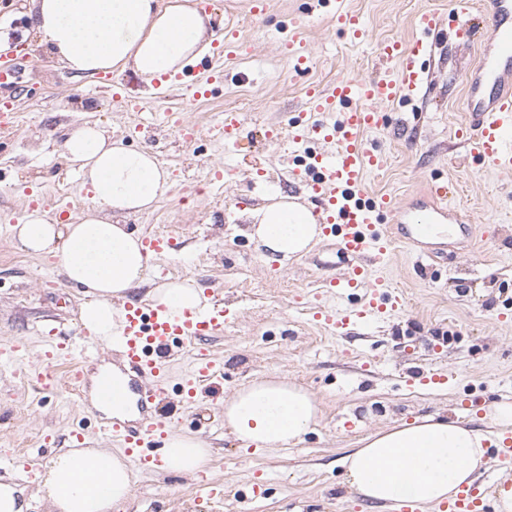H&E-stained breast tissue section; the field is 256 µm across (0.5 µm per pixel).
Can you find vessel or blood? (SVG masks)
I'll list each match as a JSON object with an SVG mask.
<instances>
[{
	"instance_id": "obj_1",
	"label": "vessel or blood",
	"mask_w": 512,
	"mask_h": 512,
	"mask_svg": "<svg viewBox=\"0 0 512 512\" xmlns=\"http://www.w3.org/2000/svg\"><path fill=\"white\" fill-rule=\"evenodd\" d=\"M321 2L329 6L337 31L353 40L363 37V22L347 0ZM473 8L474 0H452L448 16L420 13L414 22L416 35L412 41L391 40L379 45V58L389 64L383 75L337 79L331 88L312 92L307 107L296 112L290 121L291 145L303 155L294 174L315 205L314 214L324 237L335 241L348 261L345 272L331 280L329 286L340 298L364 292L369 312L377 317L395 309L400 302L397 292L375 277L373 270L389 256V228L401 223L405 211L392 196L366 189V170L384 168L387 156L367 147L363 137L386 127L388 105L412 100L422 92L428 81L423 58L432 49L435 36L447 21L452 22L455 36H462L469 29ZM307 23L308 18L303 15L289 17L284 24L298 71L312 65L301 39ZM488 42L493 54L482 56L467 78L464 143L468 157L487 170L508 176L512 174V0H491ZM241 127L240 113L228 112L213 135L233 145ZM448 190V185L430 184L431 211L412 224L411 238L429 236L432 227L450 215ZM142 244L147 252L161 257L176 247L177 239L171 231L152 233L144 236ZM124 309L125 321L117 345L135 375L141 407L167 397L166 388L159 384L166 371L161 353L171 345L194 350V369L179 388L181 401L193 402L202 386L218 377L220 369L212 353L202 349L200 343L223 334L227 316L221 304L175 314L162 305L131 300ZM64 349L59 342L40 352L38 381L51 385ZM171 429L170 422L150 416L136 425L115 418L104 433L135 466L143 467L157 463L154 449ZM493 454L499 463L496 485L512 483V437L504 438ZM396 508L397 512H491V496L484 482L476 481L461 486L455 497L432 507L402 499Z\"/></svg>"
}]
</instances>
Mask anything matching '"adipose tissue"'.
<instances>
[{
	"instance_id": "obj_1",
	"label": "adipose tissue",
	"mask_w": 512,
	"mask_h": 512,
	"mask_svg": "<svg viewBox=\"0 0 512 512\" xmlns=\"http://www.w3.org/2000/svg\"><path fill=\"white\" fill-rule=\"evenodd\" d=\"M210 20L198 0H32L29 12L41 44L76 75L129 70L146 81L182 72L206 54ZM63 156L88 192L77 221L64 223L37 208L12 231L23 249L53 255L64 279L83 287L80 323L108 347L122 331L120 300L145 282L151 261L123 219L153 209L171 188L169 174L149 151L129 148L90 124L69 132ZM250 217L253 238L284 261L308 252L321 235L309 209L282 195ZM150 298L178 311L207 306L190 279L163 282ZM318 416L316 398L283 378L253 379L224 403L229 432L269 449L300 442ZM487 419L484 431L436 415L370 434L343 458L347 482L378 503L449 499L474 482L487 447L512 433V402L490 405ZM209 457V443L175 431L165 441L159 471L194 477ZM132 489L127 457L99 448L62 451L38 476V491L54 512H113Z\"/></svg>"
}]
</instances>
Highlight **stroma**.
<instances>
[{
	"instance_id": "35a3bbf8",
	"label": "stroma",
	"mask_w": 512,
	"mask_h": 512,
	"mask_svg": "<svg viewBox=\"0 0 512 512\" xmlns=\"http://www.w3.org/2000/svg\"><path fill=\"white\" fill-rule=\"evenodd\" d=\"M315 0H271L251 13L248 0H202L214 16L216 34L233 25L248 50L225 65L222 83L196 98L185 86L156 99L153 84L120 74L121 97L99 89L98 77L77 76L52 59L28 31L31 0H0V30L11 33V50L33 49L0 95L17 103L9 137H0V348L26 340L32 352L52 337L82 343L78 319L81 288L58 275L52 257L21 250L10 226L22 221L35 194L44 209L60 215L81 207L82 179L62 157L66 130L95 123L133 148L151 150L170 173L167 197L127 224L140 233L176 230L183 246L160 258L171 278L194 279L204 293L222 300L230 324L204 340L224 374L204 386L191 407L176 394L188 367L179 346L169 351V396L152 415L199 434L213 448L208 478L224 487L222 501L199 498L195 481L177 474L136 473L121 512H394L353 491L341 459L369 432L392 422L440 413L477 427L488 404L512 399V175L481 168L463 156L457 132L464 120L465 74L488 37L489 0H474L480 23L471 38H450L428 59L429 82L420 98L387 108L385 129L366 143L389 153L382 171L365 174L370 192L400 202L418 201L431 181L451 180L447 203L479 237L457 233L406 244L395 233L392 259L377 274L399 291L402 304L381 319L361 317L362 295L343 299L358 313L347 330L315 318L330 305L326 283L346 262L334 242L320 240L306 255L282 263L269 259L239 223L240 212L287 194L296 165L286 133L291 115L305 107L309 87L332 86L341 76L374 77L387 65L377 55L389 39L411 41L413 21L425 10L447 15L450 0H348L365 27L354 42L333 28ZM309 14V72L295 73L284 19ZM243 120L239 146L226 148L211 136L219 114ZM183 114L197 133L185 141L167 116ZM145 123L130 138L128 127ZM224 168L223 182L211 172ZM122 366L117 350L96 358L73 357L56 368L53 387L15 381L13 365L0 363V469L42 472L68 447L69 433H84L88 448L103 447L107 414L94 401L93 377L102 362ZM79 368V380L68 372ZM448 375L447 384L421 385L428 372ZM258 376H278L307 388L320 402L319 423L297 445L266 449L244 445L224 427L223 400Z\"/></svg>"
}]
</instances>
